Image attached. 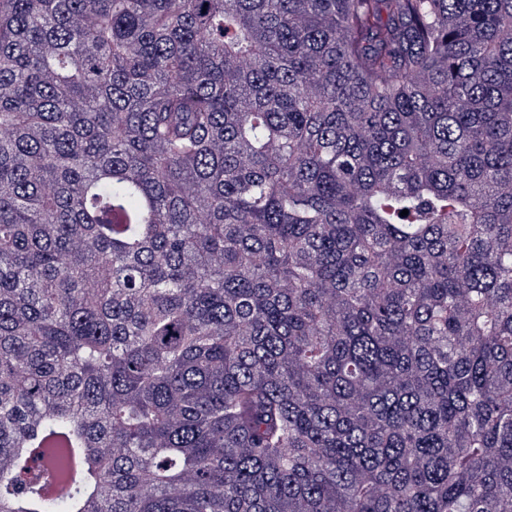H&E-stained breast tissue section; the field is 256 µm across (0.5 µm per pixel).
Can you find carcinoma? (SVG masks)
<instances>
[{"label": "carcinoma", "instance_id": "1", "mask_svg": "<svg viewBox=\"0 0 512 512\" xmlns=\"http://www.w3.org/2000/svg\"><path fill=\"white\" fill-rule=\"evenodd\" d=\"M85 508L512 512V0H0V512Z\"/></svg>", "mask_w": 512, "mask_h": 512}]
</instances>
